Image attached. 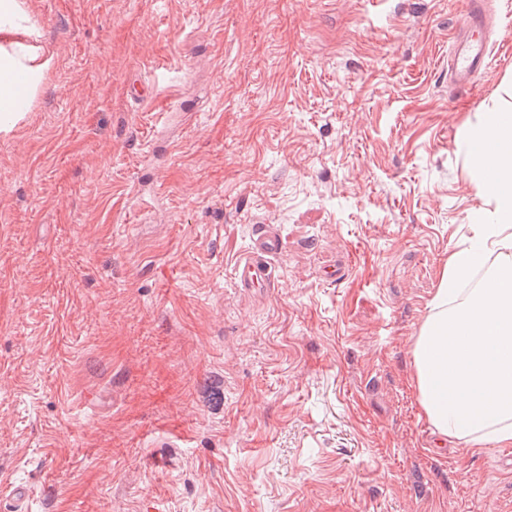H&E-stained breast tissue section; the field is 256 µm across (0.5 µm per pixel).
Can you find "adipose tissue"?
Listing matches in <instances>:
<instances>
[{
    "mask_svg": "<svg viewBox=\"0 0 512 512\" xmlns=\"http://www.w3.org/2000/svg\"><path fill=\"white\" fill-rule=\"evenodd\" d=\"M26 0H0V133L24 119L49 60ZM466 154L487 203L448 255L413 341L414 381L440 442L512 446V110L486 113Z\"/></svg>",
    "mask_w": 512,
    "mask_h": 512,
    "instance_id": "adipose-tissue-1",
    "label": "adipose tissue"
}]
</instances>
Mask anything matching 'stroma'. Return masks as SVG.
Returning a JSON list of instances; mask_svg holds the SVG:
<instances>
[{"instance_id": "35a3bbf8", "label": "stroma", "mask_w": 512, "mask_h": 512, "mask_svg": "<svg viewBox=\"0 0 512 512\" xmlns=\"http://www.w3.org/2000/svg\"><path fill=\"white\" fill-rule=\"evenodd\" d=\"M27 3L52 64L0 136V473L29 489L0 512H512L505 448L434 447L412 366L512 11L454 88L461 0ZM279 252L277 238L264 226L255 233L250 249L235 265L236 283L240 288L270 287L273 271L269 259Z\"/></svg>"}]
</instances>
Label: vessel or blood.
Masks as SVG:
<instances>
[{"mask_svg": "<svg viewBox=\"0 0 512 512\" xmlns=\"http://www.w3.org/2000/svg\"><path fill=\"white\" fill-rule=\"evenodd\" d=\"M470 29L460 34L454 44L453 59L448 69L450 81L458 86L471 83L488 66L492 46L484 34L486 17L482 0H467ZM279 251L277 238L268 230L258 229L250 249L235 265L236 283L250 289L273 283L270 258Z\"/></svg>", "mask_w": 512, "mask_h": 512, "instance_id": "obj_1", "label": "vessel or blood"}]
</instances>
